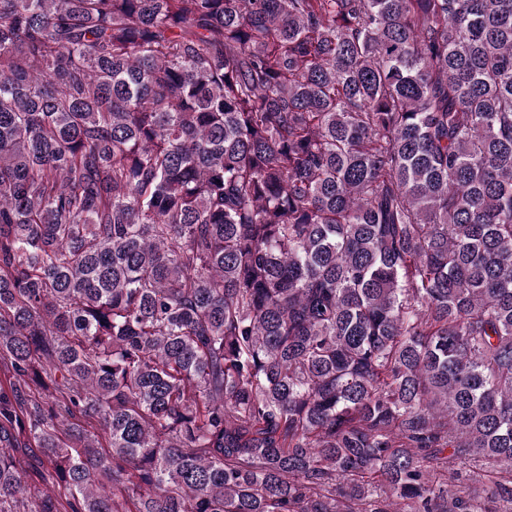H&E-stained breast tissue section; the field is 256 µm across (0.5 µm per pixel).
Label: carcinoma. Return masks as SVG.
<instances>
[{
	"mask_svg": "<svg viewBox=\"0 0 512 512\" xmlns=\"http://www.w3.org/2000/svg\"><path fill=\"white\" fill-rule=\"evenodd\" d=\"M0 512H512V0H0Z\"/></svg>",
	"mask_w": 512,
	"mask_h": 512,
	"instance_id": "carcinoma-1",
	"label": "carcinoma"
}]
</instances>
